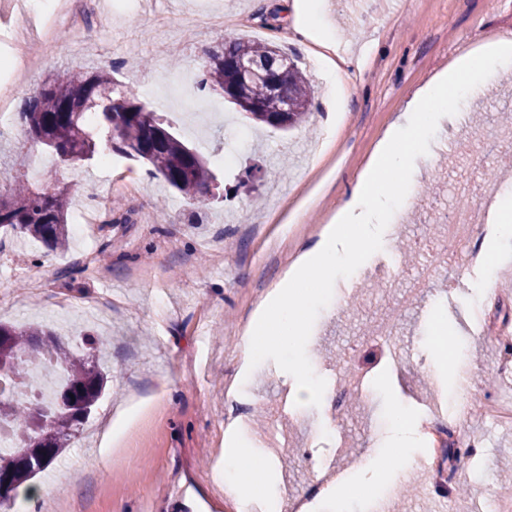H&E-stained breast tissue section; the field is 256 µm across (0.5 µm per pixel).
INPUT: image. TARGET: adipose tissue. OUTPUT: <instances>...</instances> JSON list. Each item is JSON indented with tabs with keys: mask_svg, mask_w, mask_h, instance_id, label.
I'll return each mask as SVG.
<instances>
[{
	"mask_svg": "<svg viewBox=\"0 0 512 512\" xmlns=\"http://www.w3.org/2000/svg\"><path fill=\"white\" fill-rule=\"evenodd\" d=\"M394 433L389 449L366 457L362 469L372 475V483L348 488L352 497L366 499L376 496L379 483L393 482L405 475L414 465L413 437L424 423L423 417L405 411L392 415ZM224 481L232 485L239 498L253 495H286L287 488L278 478L269 459H256L252 442L240 441L237 447L224 451Z\"/></svg>",
	"mask_w": 512,
	"mask_h": 512,
	"instance_id": "obj_1",
	"label": "adipose tissue"
}]
</instances>
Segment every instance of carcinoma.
<instances>
[{
	"label": "carcinoma",
	"mask_w": 512,
	"mask_h": 512,
	"mask_svg": "<svg viewBox=\"0 0 512 512\" xmlns=\"http://www.w3.org/2000/svg\"><path fill=\"white\" fill-rule=\"evenodd\" d=\"M255 63L267 78L248 85L236 82V67ZM201 88L231 92L232 104L253 106L252 120L287 130L303 122L310 112L311 85L307 75L280 46L256 42L245 35L224 40L204 51L200 68ZM286 101L291 110L276 116L267 110L273 100ZM19 119L28 138L69 166L113 153L145 167L191 204L219 200L216 176L204 158L146 110L138 94L117 84L112 70L55 76L29 97ZM68 201L64 192L33 187L19 175L0 187V229L38 239L55 250L68 247ZM87 352L79 353L50 331L39 326L16 329L0 323V377L9 379L7 362H35L45 356L65 374L69 396L52 399L42 407L41 419L31 405L18 406L0 394V412L11 417L16 446L0 451V474L15 476L20 487L45 471L69 447L100 400L107 375L98 361L100 341L86 336ZM46 445L48 461L21 468L33 440Z\"/></svg>",
	"instance_id": "carcinoma-1"
}]
</instances>
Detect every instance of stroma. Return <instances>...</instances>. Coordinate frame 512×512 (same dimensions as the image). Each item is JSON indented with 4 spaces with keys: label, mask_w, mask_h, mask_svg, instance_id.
Listing matches in <instances>:
<instances>
[{
    "label": "stroma",
    "mask_w": 512,
    "mask_h": 512,
    "mask_svg": "<svg viewBox=\"0 0 512 512\" xmlns=\"http://www.w3.org/2000/svg\"><path fill=\"white\" fill-rule=\"evenodd\" d=\"M211 2L216 13L239 18L253 39L276 43L299 62L315 60L308 71L315 110L306 124L282 131L255 124L218 89L205 93L217 111L192 120L162 108L174 131L208 161L234 154L219 169L225 186L253 170L251 189L206 206L204 223H188L191 204L162 180L145 175L140 188L112 191L130 160L115 157L113 172L95 162L74 169L29 147L22 128L0 134V151L27 150L39 187L67 189L69 215L95 195L112 201L111 223L72 234L65 251L0 231V256L33 272L16 276L0 265V322L47 325L75 347L87 333L108 341V386L70 447L33 479L36 512H235L218 475L230 445L226 393L236 380L253 396L240 435L288 439L271 452L289 490L278 512H294L313 480L304 449H319L324 472L357 479L361 460L379 450L399 407L452 422L458 442L474 439L482 449L438 473L428 439L420 438L413 473L381 493L388 512H437L441 503L446 512H476L489 498L512 512V497L502 489L512 472V421L486 412L494 401L512 405V387L497 382L502 350L493 342L498 329L512 331V253L499 259L496 272L463 263L451 277L442 260L459 245L445 248L430 236L435 214L471 204L462 189L467 178L512 198V166L504 163L512 158V72L470 103L468 131L439 122L434 141L450 151L418 159L420 204L402 215V236L390 237L361 270L337 280L316 318L309 354L320 377L336 391L350 379L362 381L349 392L334 431L318 434L317 408L283 403L292 382L273 361L244 378L239 355V331L256 296L285 280L292 253L315 244L308 227L329 224L414 94L461 57L465 45L512 35V0H323L344 60L343 86L334 93L317 62L319 47L296 33L303 21L297 0ZM197 7L196 0H98L83 33L62 35L57 53L28 72H13L12 50L0 42V81L13 80V106L21 108L47 78L109 66L99 53L105 42L122 61L114 78L138 94L165 95L175 76L185 90L196 89L204 50L225 38L188 23ZM491 131L502 138L489 147L482 136ZM88 243L105 257L93 269L77 262ZM427 265L433 269L427 288L401 303ZM35 277L43 283L36 297ZM389 320L391 334L378 335ZM439 325L474 364L463 392L470 408L457 419L438 352L420 344ZM392 350L402 353L394 368L387 365Z\"/></svg>",
    "instance_id": "stroma-1"
}]
</instances>
